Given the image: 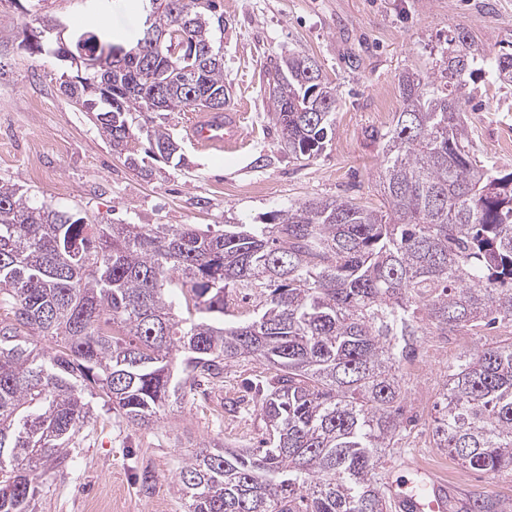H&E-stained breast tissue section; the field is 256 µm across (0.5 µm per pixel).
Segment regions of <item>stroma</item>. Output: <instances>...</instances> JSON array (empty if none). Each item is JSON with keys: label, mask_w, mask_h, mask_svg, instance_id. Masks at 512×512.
<instances>
[{"label": "stroma", "mask_w": 512, "mask_h": 512, "mask_svg": "<svg viewBox=\"0 0 512 512\" xmlns=\"http://www.w3.org/2000/svg\"><path fill=\"white\" fill-rule=\"evenodd\" d=\"M224 24L214 44L224 82L243 104L246 136L236 151H200L188 137L191 111L155 116L187 155L188 167L146 158L147 173L112 152L93 118L60 89L53 57L32 54L26 36L46 20L67 30L89 24L82 0H0V184L22 186L34 203L74 209L89 224H193L221 232L225 223L259 224L270 212L315 197L378 202L382 160L374 129L402 108L398 79L435 72L449 38L465 30L486 57L512 50V0H221ZM291 52L314 56L335 87V134L310 159L285 152L269 116L265 69ZM466 115L486 165L512 166V86L490 71L469 81ZM491 337H424L405 369V437L385 456L382 481L406 484L416 469L448 487L454 512L496 496L512 506V476L466 469L435 447L429 424L449 363ZM266 364L226 367L224 379L163 412L145 430L95 407L71 457L43 480L37 512H187L176 475L190 454L218 442L250 447L263 423L246 388L269 377ZM238 402L228 410V402Z\"/></svg>", "instance_id": "stroma-1"}]
</instances>
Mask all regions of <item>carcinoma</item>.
Returning a JSON list of instances; mask_svg holds the SVG:
<instances>
[{"label": "carcinoma", "instance_id": "obj_1", "mask_svg": "<svg viewBox=\"0 0 512 512\" xmlns=\"http://www.w3.org/2000/svg\"><path fill=\"white\" fill-rule=\"evenodd\" d=\"M206 2L142 0L154 32L179 22L211 49L190 68L137 50L141 28L120 59L61 82L70 99L97 105L101 135L136 169L134 113L229 94L211 37L219 5ZM100 39L112 33L85 30L66 52L49 37L29 49L79 56ZM487 64L512 83V51L488 59L459 31L441 52L445 79L400 77L402 111L370 132L383 144L377 206L313 198L214 234L87 224L1 183L0 512H35L44 476L66 463L93 404L148 428L250 361L275 370L255 385L264 436L246 451H196L178 474L188 512H388L378 469L406 431L402 367L433 332L512 328V170L477 158L463 109L467 77ZM268 88L281 144L318 155L337 107L319 62L276 59ZM148 154L187 166L162 125ZM233 291L254 297L252 309L230 312ZM435 411V447L468 469L512 476V340L461 352Z\"/></svg>", "mask_w": 512, "mask_h": 512}]
</instances>
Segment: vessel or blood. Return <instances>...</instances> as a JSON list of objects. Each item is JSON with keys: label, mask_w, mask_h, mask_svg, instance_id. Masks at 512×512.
<instances>
[{"label": "vessel or blood", "mask_w": 512, "mask_h": 512, "mask_svg": "<svg viewBox=\"0 0 512 512\" xmlns=\"http://www.w3.org/2000/svg\"><path fill=\"white\" fill-rule=\"evenodd\" d=\"M187 131L202 150L230 151L245 136L244 116L240 108L230 105L220 112H200L192 117ZM393 499L405 512H445L447 508L446 486L433 475L428 478L425 494L401 490Z\"/></svg>", "instance_id": "obj_1"}]
</instances>
